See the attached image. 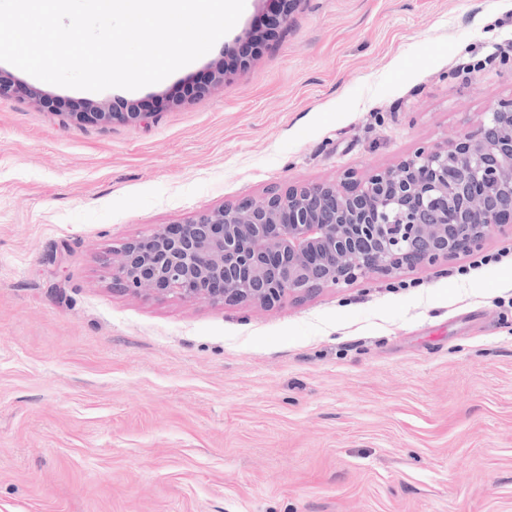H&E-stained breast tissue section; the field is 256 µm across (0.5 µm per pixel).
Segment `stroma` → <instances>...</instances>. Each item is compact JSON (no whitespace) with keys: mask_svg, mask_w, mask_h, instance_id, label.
<instances>
[{"mask_svg":"<svg viewBox=\"0 0 512 512\" xmlns=\"http://www.w3.org/2000/svg\"><path fill=\"white\" fill-rule=\"evenodd\" d=\"M269 14L246 0L134 91L0 62V512H512V255L480 262L512 229L272 308L112 284L113 249L157 226L396 166L512 96V0H294L258 31ZM74 99L111 120L66 121Z\"/></svg>","mask_w":512,"mask_h":512,"instance_id":"stroma-1","label":"stroma"}]
</instances>
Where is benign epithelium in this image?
<instances>
[{"label":"benign epithelium","instance_id":"obj_1","mask_svg":"<svg viewBox=\"0 0 512 512\" xmlns=\"http://www.w3.org/2000/svg\"><path fill=\"white\" fill-rule=\"evenodd\" d=\"M69 116L98 123L113 113ZM511 223L512 97L394 168L271 189L159 226L114 253L112 283L134 295L271 307L476 251Z\"/></svg>","mask_w":512,"mask_h":512}]
</instances>
